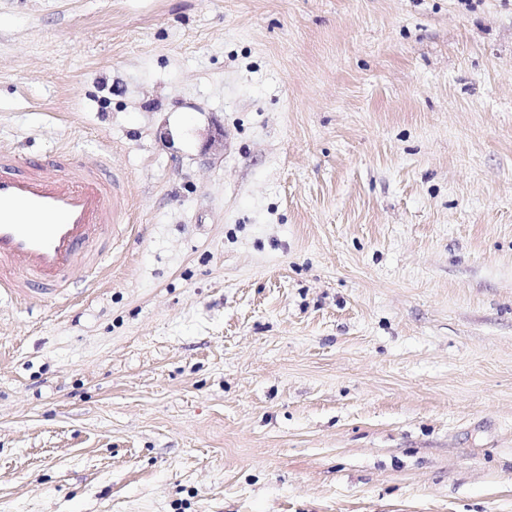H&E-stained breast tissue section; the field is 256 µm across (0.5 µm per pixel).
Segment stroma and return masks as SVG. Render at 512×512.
Returning <instances> with one entry per match:
<instances>
[{
	"label": "stroma",
	"mask_w": 512,
	"mask_h": 512,
	"mask_svg": "<svg viewBox=\"0 0 512 512\" xmlns=\"http://www.w3.org/2000/svg\"><path fill=\"white\" fill-rule=\"evenodd\" d=\"M1 147L126 208L0 296V512H512V0H0Z\"/></svg>",
	"instance_id": "obj_1"
}]
</instances>
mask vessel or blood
I'll list each match as a JSON object with an SVG mask.
<instances>
[{
	"label": "vessel or blood",
	"mask_w": 512,
	"mask_h": 512,
	"mask_svg": "<svg viewBox=\"0 0 512 512\" xmlns=\"http://www.w3.org/2000/svg\"><path fill=\"white\" fill-rule=\"evenodd\" d=\"M17 164L0 150V288L20 296L33 284L59 286L82 253L102 248L119 217L117 185L98 169L69 164L51 177L40 164L16 173Z\"/></svg>",
	"instance_id": "obj_1"
}]
</instances>
